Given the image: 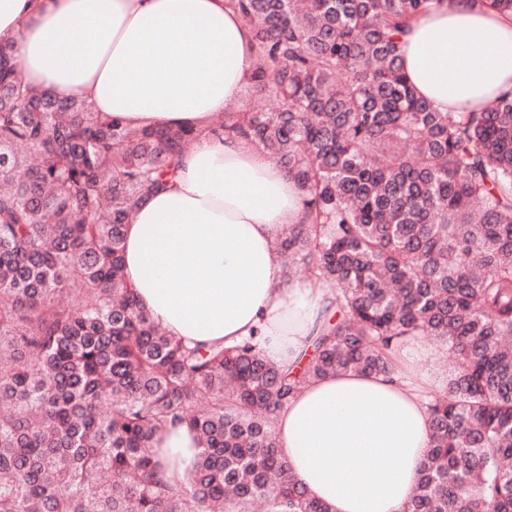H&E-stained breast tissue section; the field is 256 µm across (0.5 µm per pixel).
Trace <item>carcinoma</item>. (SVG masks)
<instances>
[{
    "mask_svg": "<svg viewBox=\"0 0 512 512\" xmlns=\"http://www.w3.org/2000/svg\"><path fill=\"white\" fill-rule=\"evenodd\" d=\"M438 0H229L252 29L248 96L224 114L305 194L285 276L332 288L343 316L303 363L247 341L190 347L137 301L133 206L190 129L133 128L41 93L0 42V512H328L279 452L280 410L338 372L394 375L404 337L448 344L431 445L404 512H512V92L438 112L401 36ZM198 452L168 476L155 441ZM155 448L168 450L171 455L177 457L178 472L183 473L193 460L195 445L190 432L184 427L170 429L161 438Z\"/></svg>",
    "mask_w": 512,
    "mask_h": 512,
    "instance_id": "carcinoma-1",
    "label": "carcinoma"
}]
</instances>
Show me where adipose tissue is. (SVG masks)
Instances as JSON below:
<instances>
[{"instance_id": "obj_1", "label": "adipose tissue", "mask_w": 512, "mask_h": 512, "mask_svg": "<svg viewBox=\"0 0 512 512\" xmlns=\"http://www.w3.org/2000/svg\"><path fill=\"white\" fill-rule=\"evenodd\" d=\"M90 40L74 45L76 35ZM0 41L30 86L92 104L136 128L197 131L166 186L124 228L138 301L189 344L256 340L295 365L332 313L333 291L285 281L280 235L304 216L302 193L248 141L210 132L237 110L255 69L253 33L226 0H0ZM402 63L441 112L512 90V14L441 0L401 37ZM397 377L331 374L305 384L277 418L280 453L330 512H403L430 438L431 355L405 339Z\"/></svg>"}]
</instances>
